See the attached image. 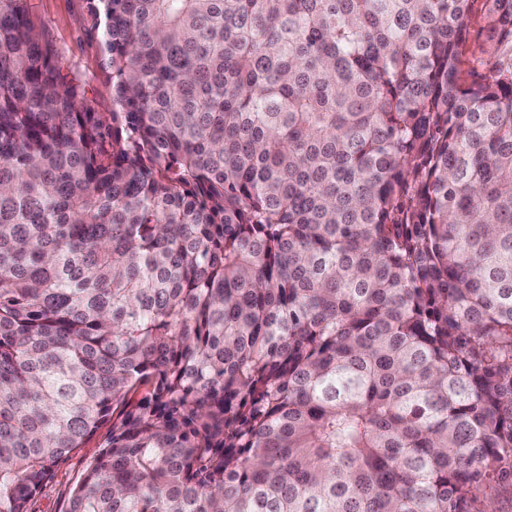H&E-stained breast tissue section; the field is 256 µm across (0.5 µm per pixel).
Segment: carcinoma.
<instances>
[{
    "instance_id": "cac0c4a2",
    "label": "carcinoma",
    "mask_w": 512,
    "mask_h": 512,
    "mask_svg": "<svg viewBox=\"0 0 512 512\" xmlns=\"http://www.w3.org/2000/svg\"><path fill=\"white\" fill-rule=\"evenodd\" d=\"M0 0V512H486L512 482V0ZM29 5L34 21L48 32L63 72L84 85L89 106L112 111V94L103 84L100 30L88 0H29ZM108 430V426L100 428L84 448L60 468L55 481L38 496L33 507L35 512H63L70 490L78 483L86 465L98 452Z\"/></svg>"
}]
</instances>
